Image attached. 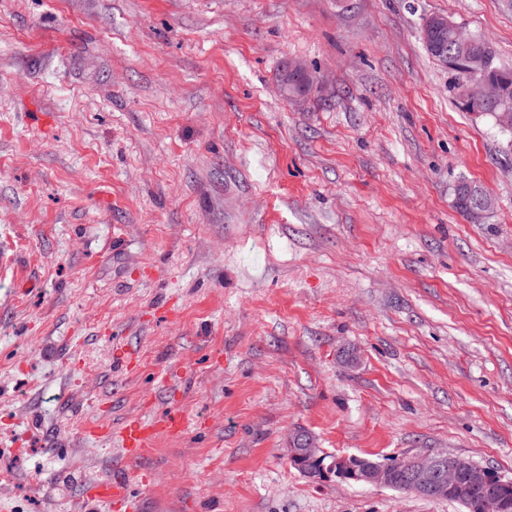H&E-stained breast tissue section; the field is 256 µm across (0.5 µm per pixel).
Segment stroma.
I'll return each instance as SVG.
<instances>
[{"label": "stroma", "instance_id": "stroma-1", "mask_svg": "<svg viewBox=\"0 0 512 512\" xmlns=\"http://www.w3.org/2000/svg\"><path fill=\"white\" fill-rule=\"evenodd\" d=\"M432 15L512 67L507 0H0V512H110L116 469L138 512H462L310 481L297 429L512 480V134ZM170 412L141 459L85 431ZM429 40L441 46L437 49L431 48L423 41L428 54L448 68V73L451 74L450 91L467 112L490 114L497 122V111L504 107L512 109V67H502L497 63L495 50L485 37L473 33V40L464 46L449 35L448 31L429 28ZM478 66H483L485 73L481 68H476ZM469 73L467 81L459 90L462 96L470 101L489 102L476 109L461 98L458 92L459 84ZM488 79L501 90V98L494 100L497 90ZM511 109L498 113V123L505 130H512ZM289 70L291 72H306L307 68L304 64L298 61H292L289 63ZM287 66L281 71L279 75V83L285 82L288 80V83H296L304 87L306 89L307 86L314 84V75L309 71L308 73L302 75H294L290 74ZM288 83H284V85L279 87L280 93L284 95L286 99L289 98L288 95ZM453 195V204L458 212L470 218L473 214V210L479 207L480 210L474 211L473 220L477 222L482 220L484 214L487 212L483 210L485 203H489L491 199L486 192L476 185H473L468 180L458 179L453 187ZM478 201L482 202L477 203ZM476 203L478 207L475 206ZM92 500H99L113 505L114 510L124 508L125 512L134 510V502L130 492V480L124 474L115 472L100 484L89 490Z\"/></svg>", "mask_w": 512, "mask_h": 512}]
</instances>
